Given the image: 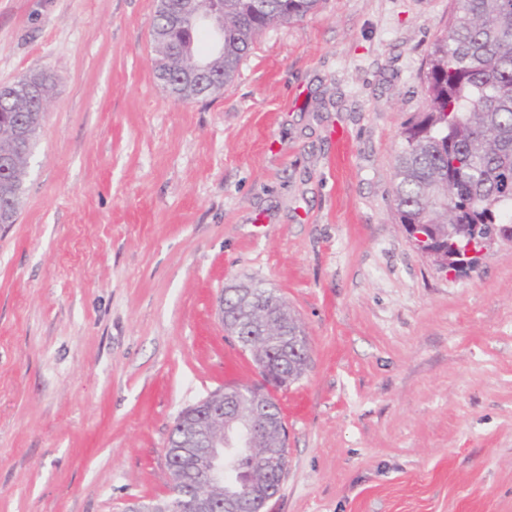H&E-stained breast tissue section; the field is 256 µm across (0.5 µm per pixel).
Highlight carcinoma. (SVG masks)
<instances>
[{"instance_id": "carcinoma-1", "label": "carcinoma", "mask_w": 512, "mask_h": 512, "mask_svg": "<svg viewBox=\"0 0 512 512\" xmlns=\"http://www.w3.org/2000/svg\"><path fill=\"white\" fill-rule=\"evenodd\" d=\"M320 0H203L201 7H216L224 19V78L201 88L179 78L192 69L190 57L179 49L192 48L197 57L212 51L194 27L172 28L155 9L151 36L155 48L154 72L166 83L176 101L206 99L220 92L238 72L256 38L274 24L315 12ZM58 79L43 69H31L9 89H0V224H13L25 192L29 154L18 143L14 127L20 121L41 129V104L49 101ZM428 108L408 120L401 131L393 189L396 212L404 230L418 224L440 245L448 268L462 277L461 255L472 241L478 243L512 225V0H453L448 26L428 52L425 76ZM234 288L224 290L229 314L224 331L243 350L262 348L263 342L246 337L245 327L258 315L238 306ZM269 372L299 381L308 368L303 358L267 355ZM167 463L181 471L182 490L221 500L230 492L207 488L194 479L193 461L166 448ZM240 467L265 479L274 472V493H279L288 470V449L266 458L240 450Z\"/></svg>"}]
</instances>
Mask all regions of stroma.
<instances>
[{
    "instance_id": "obj_1",
    "label": "stroma",
    "mask_w": 512,
    "mask_h": 512,
    "mask_svg": "<svg viewBox=\"0 0 512 512\" xmlns=\"http://www.w3.org/2000/svg\"><path fill=\"white\" fill-rule=\"evenodd\" d=\"M450 4L322 0L178 102L156 0H0V86L58 77L0 224V512L167 498L178 414L262 382L216 315L249 280L310 347L266 512H512V248L448 277L392 202Z\"/></svg>"
}]
</instances>
